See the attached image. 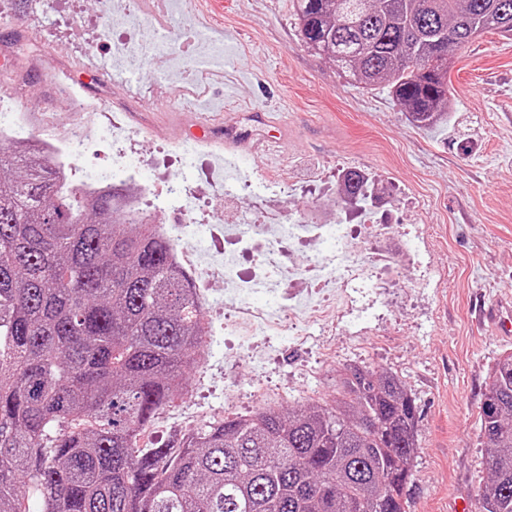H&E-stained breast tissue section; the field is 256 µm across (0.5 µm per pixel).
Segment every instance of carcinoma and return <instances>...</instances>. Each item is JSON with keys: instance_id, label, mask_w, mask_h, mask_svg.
<instances>
[{"instance_id": "obj_1", "label": "carcinoma", "mask_w": 512, "mask_h": 512, "mask_svg": "<svg viewBox=\"0 0 512 512\" xmlns=\"http://www.w3.org/2000/svg\"><path fill=\"white\" fill-rule=\"evenodd\" d=\"M301 41L366 87L387 83L419 127L446 125L452 54L512 36V0H292ZM366 171L340 198L367 204ZM32 143L0 147V512H406L418 407L398 376L347 365L331 402L226 418L140 448L183 395L207 335L175 244L118 224ZM481 512H512V353L480 411Z\"/></svg>"}]
</instances>
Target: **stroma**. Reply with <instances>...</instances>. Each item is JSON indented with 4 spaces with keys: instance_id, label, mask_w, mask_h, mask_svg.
<instances>
[{
    "instance_id": "35a3bbf8",
    "label": "stroma",
    "mask_w": 512,
    "mask_h": 512,
    "mask_svg": "<svg viewBox=\"0 0 512 512\" xmlns=\"http://www.w3.org/2000/svg\"><path fill=\"white\" fill-rule=\"evenodd\" d=\"M34 0H0V67L8 77L0 97L38 98L54 113L62 88L86 109L81 154L68 162L69 182L82 186L97 168L162 189L181 183L199 193L192 218L176 213L167 228L192 263L187 271L208 299L211 323L205 355L187 374L182 399L155 414L142 433L144 448L175 445L182 435L224 418L280 409L334 395L332 377L347 364L397 374L418 406L419 448L405 489L408 512H476L475 496L489 465L481 445L479 412L489 372L512 336L482 322L495 299L512 292V37L490 31L455 52L449 70L454 122L421 129L412 124L386 85L352 83L335 62L304 47L291 0H216L207 15L166 10L157 19L150 0H131L128 27L112 25L116 0H47L34 23ZM206 34L220 62L200 55L191 36ZM138 41L143 60L119 67L115 57ZM103 65L95 82L77 79L87 60ZM213 78L200 91L198 111L182 112L174 89L197 70ZM149 112L129 108L145 90ZM238 113V129L254 136L280 122L278 152L237 163L236 179L209 178L219 149L187 141L199 122ZM118 121L123 143L96 137ZM372 173L380 201L367 205L404 246L385 287L365 283L347 303L324 289L314 300L330 309L312 337L270 330L252 338L224 320V252L228 224H251L261 212L278 221L302 217L343 224L348 208L336 199L342 172ZM287 181V195L265 178ZM238 396L226 399L227 379Z\"/></svg>"
}]
</instances>
